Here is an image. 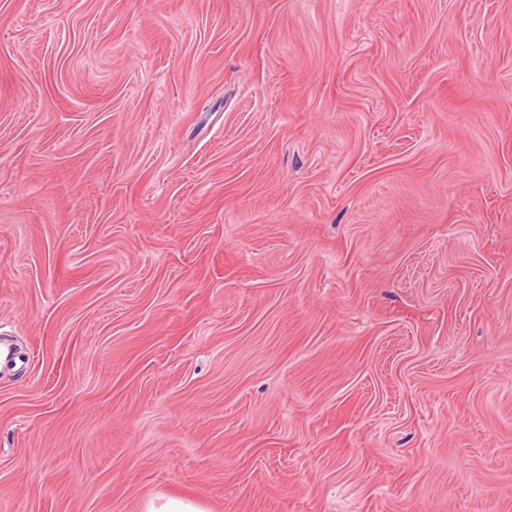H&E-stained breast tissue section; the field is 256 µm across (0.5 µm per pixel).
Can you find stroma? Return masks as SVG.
<instances>
[{"instance_id": "35a3bbf8", "label": "stroma", "mask_w": 512, "mask_h": 512, "mask_svg": "<svg viewBox=\"0 0 512 512\" xmlns=\"http://www.w3.org/2000/svg\"><path fill=\"white\" fill-rule=\"evenodd\" d=\"M0 512H512V0H0ZM147 512H205L206 510L193 500L182 497H160L153 499L147 506Z\"/></svg>"}]
</instances>
